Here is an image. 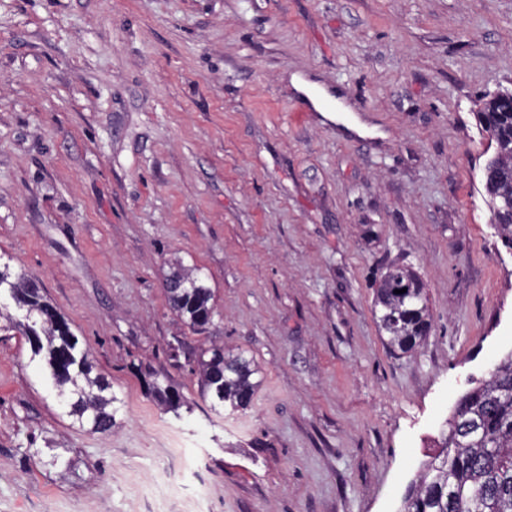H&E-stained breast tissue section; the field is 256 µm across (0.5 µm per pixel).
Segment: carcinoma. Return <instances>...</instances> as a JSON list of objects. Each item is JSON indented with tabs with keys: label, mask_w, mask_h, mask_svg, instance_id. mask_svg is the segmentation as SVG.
Masks as SVG:
<instances>
[{
	"label": "carcinoma",
	"mask_w": 512,
	"mask_h": 512,
	"mask_svg": "<svg viewBox=\"0 0 512 512\" xmlns=\"http://www.w3.org/2000/svg\"><path fill=\"white\" fill-rule=\"evenodd\" d=\"M495 144L486 167L497 182L486 187L492 220L505 242L512 246V91L485 95L478 112ZM27 276L15 278L0 271V288L8 290L25 322H16L27 336L32 355L42 357L56 396L68 414L89 430L106 433L115 424L117 397L102 373H94L89 350L80 346L68 321L44 301L40 288L23 290ZM165 282L180 285L167 294L170 308L195 333L214 325L215 309L210 288L176 263ZM406 292L399 293V290ZM378 326L388 345L402 354L410 352L428 334L431 322L426 292L419 277L395 266L384 275L376 292ZM175 366L180 360L199 367L200 396L234 409L248 406L259 383L257 368L244 353L227 354L224 348H195L175 337L168 343ZM152 396L174 411L188 405L180 387L167 373L148 369ZM439 451L430 457L417 480L409 486L403 512H512V353L495 366L489 378L458 401L446 422Z\"/></svg>",
	"instance_id": "cac0c4a2"
}]
</instances>
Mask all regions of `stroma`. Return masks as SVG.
Listing matches in <instances>:
<instances>
[{
	"label": "stroma",
	"mask_w": 512,
	"mask_h": 512,
	"mask_svg": "<svg viewBox=\"0 0 512 512\" xmlns=\"http://www.w3.org/2000/svg\"><path fill=\"white\" fill-rule=\"evenodd\" d=\"M512 0H0V265L24 271L119 399L82 428L0 295V512H400L460 397L512 352L485 94ZM214 292L250 406L162 410L139 365L189 332L171 260ZM432 327L392 355L388 265ZM70 467L52 465L53 456Z\"/></svg>",
	"instance_id": "1"
}]
</instances>
